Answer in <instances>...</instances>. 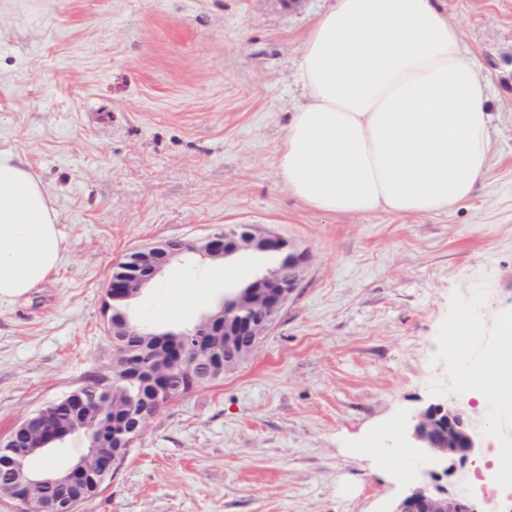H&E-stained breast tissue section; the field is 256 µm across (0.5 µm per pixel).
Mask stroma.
<instances>
[{
	"mask_svg": "<svg viewBox=\"0 0 512 512\" xmlns=\"http://www.w3.org/2000/svg\"><path fill=\"white\" fill-rule=\"evenodd\" d=\"M325 0H0V150L50 193L62 264L0 302V437L112 364L100 317L125 254L258 224L308 251L252 359L167 405L77 512H389L422 478L400 425L433 403L452 293L512 309V0H444L490 86L493 153L471 199L400 217L325 214L279 180ZM268 256L176 264L136 320L192 324ZM204 304L172 313L174 285Z\"/></svg>",
	"mask_w": 512,
	"mask_h": 512,
	"instance_id": "1",
	"label": "stroma"
}]
</instances>
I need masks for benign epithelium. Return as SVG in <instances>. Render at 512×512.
Here are the masks:
<instances>
[{
  "label": "benign epithelium",
  "instance_id": "7a95c632",
  "mask_svg": "<svg viewBox=\"0 0 512 512\" xmlns=\"http://www.w3.org/2000/svg\"><path fill=\"white\" fill-rule=\"evenodd\" d=\"M241 252L274 255L277 266L242 287L228 289L214 312L181 333L179 344L169 355L177 361H189L203 371V378L204 371L216 364L228 369L248 360L287 307L310 261L308 252L255 224L217 228L195 240L168 239L131 252L115 265L104 289L101 314L107 335H131L122 308L174 262L196 255L219 260ZM141 380L150 387V392L130 398L122 412L112 411L109 433L112 447L123 448L125 452L96 457L94 463L100 471L115 472L145 433L144 421L155 419L182 389V384L161 380L150 373L142 374ZM405 428L410 436L407 447L423 457L429 469L426 478L399 498L390 512H485L480 499L452 492L440 484L441 475L452 474L457 467L465 466L478 448L463 414L446 403H431L414 410ZM68 436L66 431L42 425L27 448L18 450L14 434L10 433L0 440V450L14 455L20 462L24 456L43 451ZM80 471L73 464L59 475L31 474L28 495L14 498L20 512H29L31 494L72 485Z\"/></svg>",
  "mask_w": 512,
  "mask_h": 512
}]
</instances>
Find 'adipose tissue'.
Instances as JSON below:
<instances>
[{
	"label": "adipose tissue",
	"mask_w": 512,
	"mask_h": 512,
	"mask_svg": "<svg viewBox=\"0 0 512 512\" xmlns=\"http://www.w3.org/2000/svg\"><path fill=\"white\" fill-rule=\"evenodd\" d=\"M305 100L276 155L323 213L442 212L469 200L492 154L489 87L440 0H331L302 45ZM64 237L45 186L0 151V301L45 282Z\"/></svg>",
	"instance_id": "adipose-tissue-1"
}]
</instances>
